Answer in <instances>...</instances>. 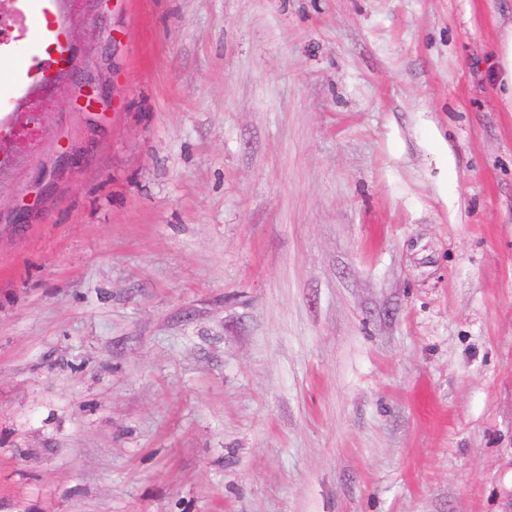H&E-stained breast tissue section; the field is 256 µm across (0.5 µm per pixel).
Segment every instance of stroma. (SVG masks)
<instances>
[{
    "instance_id": "35a3bbf8",
    "label": "stroma",
    "mask_w": 512,
    "mask_h": 512,
    "mask_svg": "<svg viewBox=\"0 0 512 512\" xmlns=\"http://www.w3.org/2000/svg\"><path fill=\"white\" fill-rule=\"evenodd\" d=\"M510 25L36 0L0 60L32 130L0 145V512H512ZM491 80L504 99L511 100L512 108V26L506 29L499 42L494 46L489 59Z\"/></svg>"
}]
</instances>
